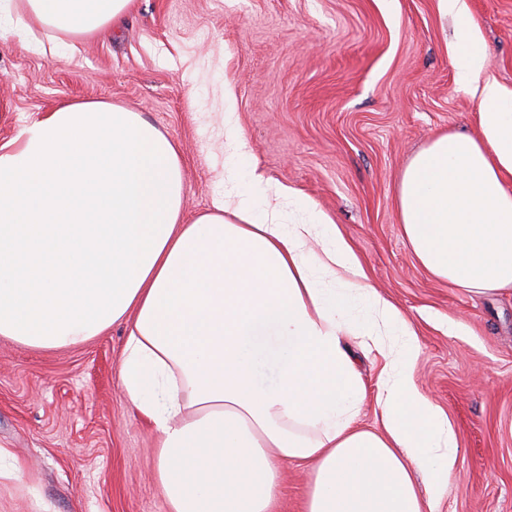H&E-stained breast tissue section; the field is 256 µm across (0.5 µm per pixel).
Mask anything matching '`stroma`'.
Here are the masks:
<instances>
[{
    "label": "stroma",
    "instance_id": "35a3bbf8",
    "mask_svg": "<svg viewBox=\"0 0 512 512\" xmlns=\"http://www.w3.org/2000/svg\"><path fill=\"white\" fill-rule=\"evenodd\" d=\"M468 5L491 74L512 89V0ZM453 30L438 0H136L110 33L41 32L72 51L0 36V145L67 102L120 105L177 142L185 209L203 212L229 161L232 77L258 173L330 215L417 334L416 384L448 415L460 460L440 512H512V290L478 298L431 277L394 206L420 148L474 128ZM125 336L117 322L66 349L0 337V444L20 467L0 480V512H168L151 427L119 380ZM308 481L307 468L284 464L280 512H303Z\"/></svg>",
    "mask_w": 512,
    "mask_h": 512
}]
</instances>
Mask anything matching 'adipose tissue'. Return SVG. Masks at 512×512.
<instances>
[{
    "label": "adipose tissue",
    "mask_w": 512,
    "mask_h": 512,
    "mask_svg": "<svg viewBox=\"0 0 512 512\" xmlns=\"http://www.w3.org/2000/svg\"><path fill=\"white\" fill-rule=\"evenodd\" d=\"M132 6L26 0L17 17L0 0V23L39 50V30L93 36ZM438 6L455 24L456 82L478 101L477 131L421 149L395 209L429 275L492 296L512 289V89L489 72L467 0ZM234 100L225 81L235 162L224 196L194 216L177 143L137 112L67 103L0 145V337L63 349L126 321L120 383L152 426L169 512H275L283 460L310 471L304 512H439L458 445L416 385V333L331 217L257 174ZM260 196L287 198L297 222L255 208ZM347 335L385 359L375 394ZM369 399L380 417L364 426Z\"/></svg>",
    "instance_id": "1"
}]
</instances>
